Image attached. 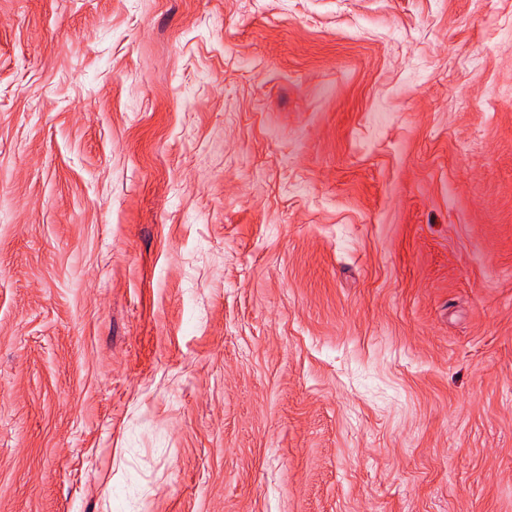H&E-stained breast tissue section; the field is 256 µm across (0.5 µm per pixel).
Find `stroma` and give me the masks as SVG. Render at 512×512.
Masks as SVG:
<instances>
[{
    "label": "stroma",
    "instance_id": "35a3bbf8",
    "mask_svg": "<svg viewBox=\"0 0 512 512\" xmlns=\"http://www.w3.org/2000/svg\"><path fill=\"white\" fill-rule=\"evenodd\" d=\"M0 512H512V0H0Z\"/></svg>",
    "mask_w": 512,
    "mask_h": 512
}]
</instances>
